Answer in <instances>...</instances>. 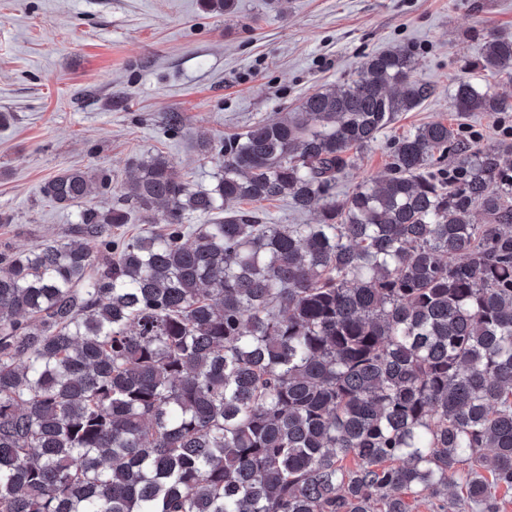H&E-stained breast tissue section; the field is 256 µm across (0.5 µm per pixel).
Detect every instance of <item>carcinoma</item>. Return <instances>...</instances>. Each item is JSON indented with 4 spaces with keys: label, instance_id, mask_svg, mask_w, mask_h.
Here are the masks:
<instances>
[{
    "label": "carcinoma",
    "instance_id": "obj_1",
    "mask_svg": "<svg viewBox=\"0 0 512 512\" xmlns=\"http://www.w3.org/2000/svg\"><path fill=\"white\" fill-rule=\"evenodd\" d=\"M414 66L370 55L224 138L210 188L150 155L73 237L0 252V512H411L424 492L440 512H499L512 165L433 121L394 142L385 180L336 194L353 155L432 95ZM478 67L512 73V39L488 38ZM452 99L512 110L466 80ZM93 189L109 178L69 168L44 194ZM281 198L318 222L187 224ZM158 208L163 231L107 235Z\"/></svg>",
    "mask_w": 512,
    "mask_h": 512
}]
</instances>
